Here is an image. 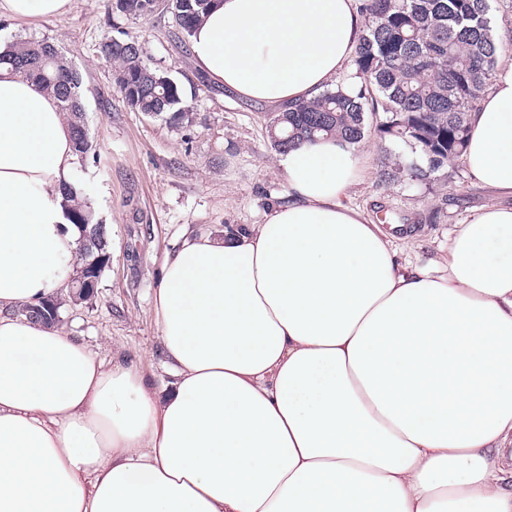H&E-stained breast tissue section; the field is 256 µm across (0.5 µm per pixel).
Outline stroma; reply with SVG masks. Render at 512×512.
<instances>
[{"label": "stroma", "instance_id": "obj_1", "mask_svg": "<svg viewBox=\"0 0 512 512\" xmlns=\"http://www.w3.org/2000/svg\"><path fill=\"white\" fill-rule=\"evenodd\" d=\"M137 41L145 61L182 87L189 123L132 110L100 52L106 38ZM47 41L83 75L85 122L93 143L77 176L110 231L112 263L91 300L65 307L62 326L102 357L138 366L155 391L171 376L160 354L153 300L167 254L187 229L220 232L261 223L288 193L267 135L271 108L237 99L210 84L191 62L188 38L169 12L132 18L108 0H73L58 18L0 17V43ZM367 174L349 190L353 205L393 233L401 259H439L454 226L497 203L473 185L466 166L445 167L423 181L380 179L385 165L420 162L407 143L370 135L355 145Z\"/></svg>", "mask_w": 512, "mask_h": 512}]
</instances>
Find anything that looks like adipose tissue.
<instances>
[{
	"mask_svg": "<svg viewBox=\"0 0 512 512\" xmlns=\"http://www.w3.org/2000/svg\"><path fill=\"white\" fill-rule=\"evenodd\" d=\"M363 28L357 0H217L190 50L284 111L353 90ZM464 159L512 196V62ZM78 164L56 99L0 72V512H512V207L469 216L420 266L347 203L348 147L288 151L262 223L167 256L161 394L14 313L76 273Z\"/></svg>",
	"mask_w": 512,
	"mask_h": 512,
	"instance_id": "adipose-tissue-1",
	"label": "adipose tissue"
}]
</instances>
